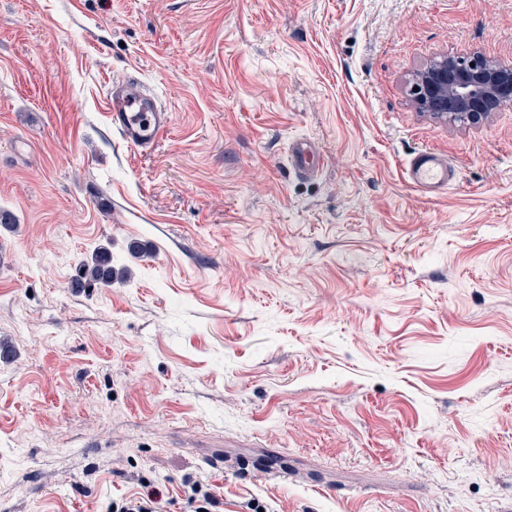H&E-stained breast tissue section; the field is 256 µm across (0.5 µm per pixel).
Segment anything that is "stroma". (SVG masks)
<instances>
[{"label": "stroma", "mask_w": 512, "mask_h": 512, "mask_svg": "<svg viewBox=\"0 0 512 512\" xmlns=\"http://www.w3.org/2000/svg\"><path fill=\"white\" fill-rule=\"evenodd\" d=\"M475 52L512 0H0V512H512V106L407 87ZM102 247L130 278L72 287ZM139 110L141 112H134ZM109 119L123 140L139 150L153 147L169 125V115L139 80L130 78L112 87ZM145 116L141 122L137 115ZM288 162L298 175H313L323 167L324 156L314 143L297 139L288 146ZM406 175L421 192L435 195L454 181L456 173L447 158L423 150L409 160Z\"/></svg>", "instance_id": "stroma-1"}]
</instances>
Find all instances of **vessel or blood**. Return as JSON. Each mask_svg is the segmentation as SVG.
<instances>
[{
  "mask_svg": "<svg viewBox=\"0 0 512 512\" xmlns=\"http://www.w3.org/2000/svg\"><path fill=\"white\" fill-rule=\"evenodd\" d=\"M108 112L123 140L142 151L153 147L169 125L168 113L158 107L155 97L133 78L113 86ZM288 162L297 174L313 175L322 168L324 156L314 143L297 139L288 146ZM406 175L421 192L434 195L448 187L456 173L447 158L424 150L409 160Z\"/></svg>",
  "mask_w": 512,
  "mask_h": 512,
  "instance_id": "obj_1",
  "label": "vessel or blood"
}]
</instances>
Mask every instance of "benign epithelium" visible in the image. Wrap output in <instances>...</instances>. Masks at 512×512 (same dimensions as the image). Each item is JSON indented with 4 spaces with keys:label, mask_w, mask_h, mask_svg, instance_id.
Masks as SVG:
<instances>
[{
    "label": "benign epithelium",
    "mask_w": 512,
    "mask_h": 512,
    "mask_svg": "<svg viewBox=\"0 0 512 512\" xmlns=\"http://www.w3.org/2000/svg\"><path fill=\"white\" fill-rule=\"evenodd\" d=\"M415 111L470 127L512 105V65L474 53L466 58L432 57L409 78Z\"/></svg>",
    "instance_id": "7a95c632"
}]
</instances>
